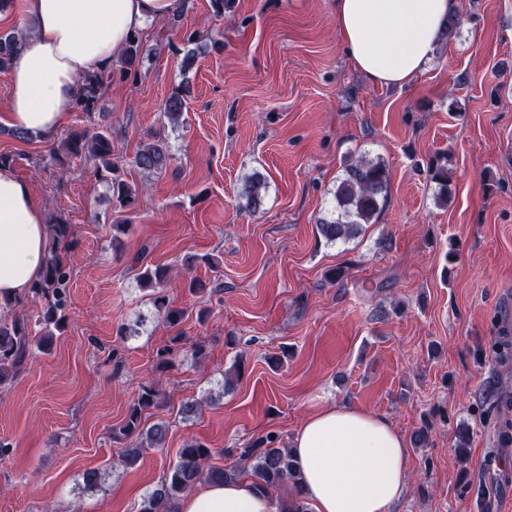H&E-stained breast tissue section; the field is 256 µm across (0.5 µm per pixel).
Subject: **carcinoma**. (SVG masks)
I'll return each instance as SVG.
<instances>
[{
  "label": "carcinoma",
  "instance_id": "obj_1",
  "mask_svg": "<svg viewBox=\"0 0 512 512\" xmlns=\"http://www.w3.org/2000/svg\"><path fill=\"white\" fill-rule=\"evenodd\" d=\"M20 38L21 35L15 32L0 33V73L8 71ZM148 60L139 36H134L126 44L117 66L108 74L94 73L86 77L78 103L80 112L91 116L114 76L118 75L123 80L135 79ZM186 108V94L180 90L172 93L163 105L164 115L174 125L179 123ZM50 157L59 164L66 159L92 162L119 207L129 209L134 204L137 190L119 174L118 161L112 151L111 127L99 125L91 130L73 131L50 150ZM170 161L167 144L163 139L154 137L136 152L133 159L134 165L147 174L163 171ZM429 176L439 186L435 201L439 205L447 204L448 168L442 165L432 167ZM387 182L388 169L379 158L361 156L347 163L336 184V218L318 224L320 235L331 243L346 240L354 236L362 225L371 223L386 200ZM266 193L265 178L259 174L252 175L242 190L245 207L252 212L258 211L264 204ZM49 230L47 265L41 279L31 286L27 294L28 299L40 305L35 323L42 327L46 336L64 328L70 282V270L64 256L77 246L65 221L56 220L49 225ZM138 279L153 291V303L157 310L166 314L167 322L171 325L181 322L185 311L169 307L165 294L166 269L146 267L138 274ZM30 343L27 323L17 318L9 322L0 321V385L23 366L30 354ZM493 353L497 362L504 365L512 363V340L506 336L495 340ZM164 401V395L156 386L142 387L124 423L113 433L115 439L133 440V446L126 450L122 459L124 466L132 467L137 463L140 449L158 447L166 442V422L158 421L147 426L142 420L147 409L158 407ZM211 457L212 449L199 441L189 442L178 449L176 462L144 497L137 512H177L181 498L197 486L237 479L243 472L250 475L254 487L264 493L284 485L290 486L294 512H309L302 495V476L295 467L290 449L280 446L277 438L268 434L240 449L241 471L213 467L208 464Z\"/></svg>",
  "mask_w": 512,
  "mask_h": 512
}]
</instances>
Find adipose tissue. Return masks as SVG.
Returning <instances> with one entry per match:
<instances>
[{
  "label": "adipose tissue",
  "mask_w": 512,
  "mask_h": 512,
  "mask_svg": "<svg viewBox=\"0 0 512 512\" xmlns=\"http://www.w3.org/2000/svg\"><path fill=\"white\" fill-rule=\"evenodd\" d=\"M178 0H12L29 30L9 71V112L0 124L52 138L76 109L84 78L113 67L128 39L172 15ZM457 0H336L351 62L380 85L423 73ZM45 213L31 186L0 165V296L24 297L47 256ZM311 512H393L406 491L408 445L383 415L350 404L305 419L291 443ZM246 478L205 484L179 512H289Z\"/></svg>",
  "instance_id": "1"
}]
</instances>
